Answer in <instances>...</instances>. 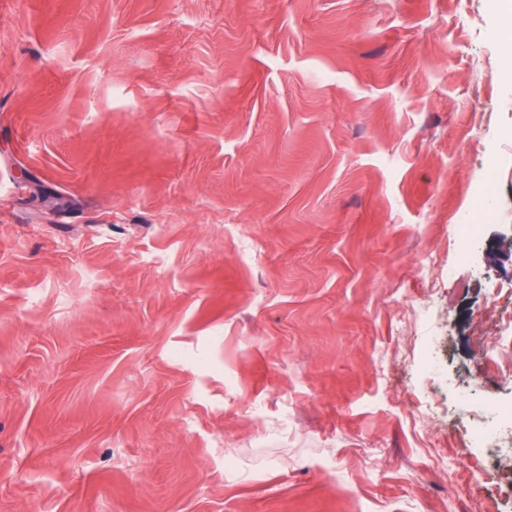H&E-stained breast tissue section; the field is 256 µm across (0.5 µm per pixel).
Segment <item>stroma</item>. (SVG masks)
I'll list each match as a JSON object with an SVG mask.
<instances>
[{"label":"stroma","mask_w":512,"mask_h":512,"mask_svg":"<svg viewBox=\"0 0 512 512\" xmlns=\"http://www.w3.org/2000/svg\"><path fill=\"white\" fill-rule=\"evenodd\" d=\"M511 23L0 0V512H512ZM474 439L479 447L492 448L494 451L493 457L488 458L487 464H481L485 475H496L505 471L512 475V436L507 446H501L492 431H478Z\"/></svg>","instance_id":"35a3bbf8"}]
</instances>
